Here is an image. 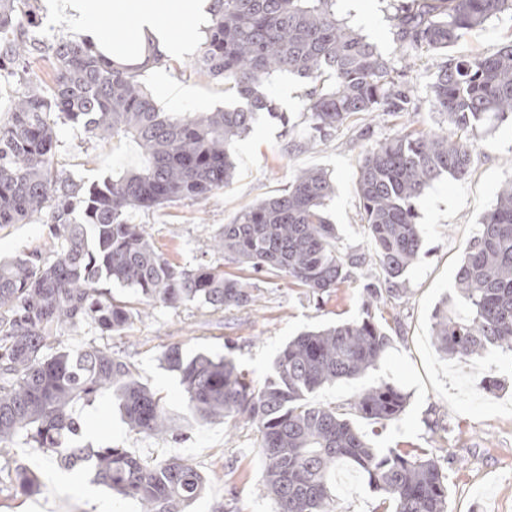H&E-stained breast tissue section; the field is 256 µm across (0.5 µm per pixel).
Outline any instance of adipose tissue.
<instances>
[{"mask_svg":"<svg viewBox=\"0 0 512 512\" xmlns=\"http://www.w3.org/2000/svg\"><path fill=\"white\" fill-rule=\"evenodd\" d=\"M57 0L87 45L108 61L132 69L154 56L196 51L212 18V0Z\"/></svg>","mask_w":512,"mask_h":512,"instance_id":"adipose-tissue-1","label":"adipose tissue"}]
</instances>
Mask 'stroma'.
<instances>
[{
    "instance_id": "obj_1",
    "label": "stroma",
    "mask_w": 512,
    "mask_h": 512,
    "mask_svg": "<svg viewBox=\"0 0 512 512\" xmlns=\"http://www.w3.org/2000/svg\"><path fill=\"white\" fill-rule=\"evenodd\" d=\"M402 0H336V16L359 31L394 65L419 109L396 116L382 112L357 115L325 142L307 149H289L291 137H304L301 114L305 82L296 76L277 78L272 94L283 112L296 122L288 133L279 121L260 114L252 132L235 146L233 181L206 203L178 201L151 211H135L133 223L144 225L165 257L184 266L223 265L225 273L251 277L245 267L223 261L211 249L215 232L242 210L280 194L301 170L318 168L330 176L335 193L326 206L336 224L340 254H370L361 222L357 190L360 163L376 144L406 132L447 128L444 115L429 102V85L444 56L470 58L495 53L512 40V15L502 14L482 27L464 32L447 55L419 52L406 60L392 16ZM189 58L171 59L159 72L168 81L190 85V98L165 104L168 112H194L227 106L232 98L222 82L188 72ZM471 144L469 174L432 183L416 201L422 246L409 268L403 291L383 294L365 307L364 283L383 282L378 266L368 277L352 275L331 292L317 296L269 273L258 284L256 306L214 312L193 306L177 310L158 307L136 316L125 335L109 339L114 353L131 363L142 384L159 394L178 427L179 438L143 436L130 431L115 399L88 412V426L76 436L81 445L128 450L145 464L171 457L188 459L207 478V487L186 512H276L262 481L263 458L256 425L203 420L187 408L176 372L160 361L166 346L178 343L185 356L232 354L239 368L256 382L273 372L274 360L288 340L325 325L350 322L371 312L383 324L391 344L374 371L352 381L327 384L313 402L350 410L364 388L382 382L402 387L409 395L400 419L385 425L355 417L354 423L378 448H423L437 456L448 472V512H512V361L497 350L466 361L446 358L432 338L436 307L455 296V274L467 247L478 235L483 215L494 207L501 188L512 180V122L484 125L466 134ZM58 165L65 175L85 184L100 183L139 167L140 151L126 139L98 140L83 128H58ZM46 244L40 219L0 228V258L10 259ZM497 377L495 392L485 388ZM34 471L38 493L22 495L12 480L16 467ZM335 512H381V496L359 475H336ZM0 512H140L138 502L120 500L104 487L77 473H64L43 449L14 441L0 449Z\"/></svg>"
}]
</instances>
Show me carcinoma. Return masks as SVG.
I'll return each mask as SVG.
<instances>
[{"mask_svg":"<svg viewBox=\"0 0 512 512\" xmlns=\"http://www.w3.org/2000/svg\"><path fill=\"white\" fill-rule=\"evenodd\" d=\"M336 0H213V23L190 63L194 74L224 82L232 109L174 115L158 111L140 73L111 64L77 37L41 38V0H0V78L23 82L0 119V227L43 219L48 246L0 262V444L25 439L60 465L139 502L142 512H184L205 477L184 458L156 466L122 448L73 441L79 404L119 400L129 428L147 436L175 429L162 397L130 364L97 345L60 346L58 337L90 325L121 336L141 311L115 299L104 280L131 289L139 305L213 311L255 305L254 283L213 265L188 268L155 248L143 225L127 220L180 200L203 203L233 179L236 142L262 112L294 132L266 87L292 74L307 81L303 112L310 138H326L354 115L416 112L411 90L391 62L336 18ZM512 0H410L392 17L412 52H445L467 30L501 14ZM48 57L46 84L31 70ZM430 105L453 131L404 132L377 144L358 172L373 258L386 288L366 284L367 306L401 279L422 245L415 202L448 175L469 174L471 149L458 135L512 117V40L496 53L448 59L431 84ZM70 123L98 139L126 138L140 148L141 167L89 187L64 175L56 129ZM333 184L319 169L299 172L283 193L244 209L218 229L214 248L254 273L274 271L322 295L367 264L336 250V225L325 206ZM456 297L434 313L438 350L460 360L489 349L512 355V181L482 218L481 230L456 272ZM390 346L371 312L351 322L307 331L278 353L260 386L233 359L184 356L178 343L161 353L178 373L188 409L203 419L244 418L261 433L263 482L277 512H333V479L346 465L382 495V512H447L448 481L439 461L418 448H374L353 421L309 395L378 367ZM407 395L381 383L364 389L354 413L379 423L403 414ZM16 486L38 490L27 468Z\"/></svg>","mask_w":512,"mask_h":512,"instance_id":"1","label":"carcinoma"}]
</instances>
